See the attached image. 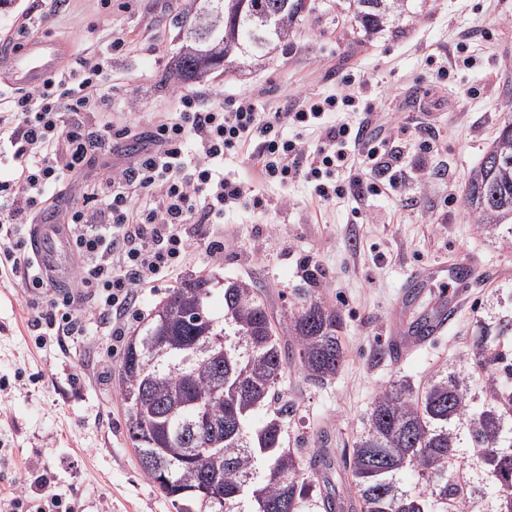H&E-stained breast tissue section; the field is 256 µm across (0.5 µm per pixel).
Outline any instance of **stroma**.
Listing matches in <instances>:
<instances>
[{
	"label": "stroma",
	"instance_id": "1",
	"mask_svg": "<svg viewBox=\"0 0 512 512\" xmlns=\"http://www.w3.org/2000/svg\"><path fill=\"white\" fill-rule=\"evenodd\" d=\"M188 0H0V41L25 26L26 39H64L72 59L125 46L112 56V120L138 135L94 153L87 175L138 154L152 120L176 111L175 90L201 95H249L268 112H284L306 96L336 93L342 79L359 89L361 105L385 120L415 128L431 150L400 152L403 184L357 203L352 196L320 204L303 180L259 183L266 201L225 211L224 221L194 240L173 277L138 294L124 323L132 335L141 317L185 278L208 275L226 285L260 288L277 319L318 300L343 321L345 360L322 383L289 364L278 405L288 406L286 445L305 454L325 450L322 492L352 512L351 448L376 393L409 379L424 386L432 374L467 357L475 321L497 309L494 291L512 284V245L477 232L462 199L468 177L493 140L502 113H512V0H429L405 36L359 42L336 29L317 8L297 26L288 50L204 82L170 78L175 19ZM472 57L436 81L435 62ZM223 240L221 259L207 245ZM466 255L478 274L455 323L418 350L386 355L393 321H412L431 306L426 289L407 309L399 303L416 267L453 263ZM15 274L0 275V512H174L144 476L128 438L117 384L123 343L86 313L85 336H50L37 344L35 319L51 312L49 291L31 299ZM61 494L54 505L41 489ZM25 493L23 507L12 498Z\"/></svg>",
	"mask_w": 512,
	"mask_h": 512
}]
</instances>
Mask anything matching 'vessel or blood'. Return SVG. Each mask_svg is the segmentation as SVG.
<instances>
[{"mask_svg":"<svg viewBox=\"0 0 512 512\" xmlns=\"http://www.w3.org/2000/svg\"><path fill=\"white\" fill-rule=\"evenodd\" d=\"M68 52V44L58 39L32 41L1 57L0 68L9 72L15 86L32 88L42 85L48 76L57 72ZM27 245L43 275L59 284L69 281L73 238L68 225L53 220L32 225ZM469 265V260L461 257L451 268L429 265L417 271L414 287L434 284L440 287L439 297L426 316L431 333H439L455 319L472 286L471 281L460 277L458 271ZM392 333L397 337L393 348L399 352L416 350L425 342L414 327L403 323L396 324Z\"/></svg>","mask_w":512,"mask_h":512,"instance_id":"b4317fda","label":"vessel or blood"}]
</instances>
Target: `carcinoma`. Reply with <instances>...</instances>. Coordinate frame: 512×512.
<instances>
[{
	"label": "carcinoma",
	"mask_w": 512,
	"mask_h": 512,
	"mask_svg": "<svg viewBox=\"0 0 512 512\" xmlns=\"http://www.w3.org/2000/svg\"><path fill=\"white\" fill-rule=\"evenodd\" d=\"M427 0H334L328 12L354 22L370 42L400 32L422 14ZM310 0H190L186 19L223 23L206 39L176 34L171 57L178 79L200 82L229 65L261 58L288 44ZM463 206L490 237L512 240V114L470 175ZM211 279H184L129 337L118 387L127 430L145 477L176 512H303L313 499L323 456L285 447L286 410H270L288 367L280 335L291 339L305 377L322 383L336 375L346 352L335 311L317 300L303 304L278 329L254 286L222 289L224 315L209 312ZM512 313L481 318L469 361L437 371L423 391L397 379L375 396L352 449L350 470L359 512H512ZM205 417L221 432L210 447L196 442ZM471 448L486 486L463 478ZM411 471L416 486L402 484ZM205 474L224 487V503L197 491Z\"/></svg>",
	"instance_id": "cac0c4a2"
}]
</instances>
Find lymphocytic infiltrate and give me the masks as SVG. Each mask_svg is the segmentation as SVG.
I'll return each mask as SVG.
<instances>
[{
	"instance_id": "obj_1",
	"label": "lymphocytic infiltrate",
	"mask_w": 512,
	"mask_h": 512,
	"mask_svg": "<svg viewBox=\"0 0 512 512\" xmlns=\"http://www.w3.org/2000/svg\"><path fill=\"white\" fill-rule=\"evenodd\" d=\"M110 53L68 66L42 86L27 91L0 89V144L10 149L13 175L0 180V258L22 270L29 296L48 283L25 251L31 224L53 208L60 187L75 203L66 210L75 254V292L60 293L47 327L58 336L85 333L83 302H91L122 335L120 319L138 289L176 273L190 246L188 225L224 221L226 208H260L262 196L246 182L224 174V158L247 155L258 180L313 183L319 203L344 195L379 194L398 187V154L389 151L371 118L333 121L334 113L357 109L355 94L307 97L286 112L260 111L253 97L236 96L204 105L196 94L179 97L172 118L154 125L133 159L85 178L92 149H106L128 137L129 127L102 122L112 89ZM321 142L308 150L305 131ZM360 167L371 174L348 184L338 172Z\"/></svg>"
}]
</instances>
